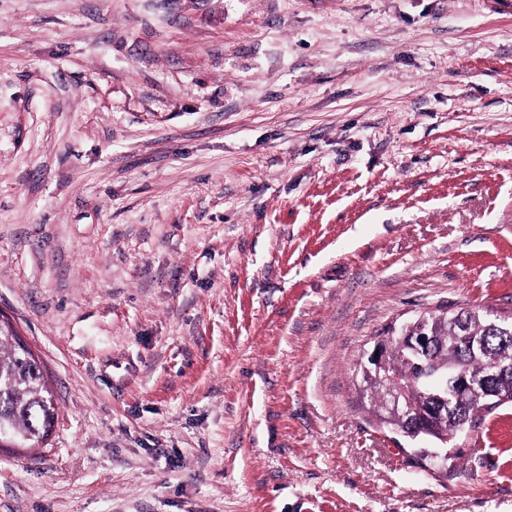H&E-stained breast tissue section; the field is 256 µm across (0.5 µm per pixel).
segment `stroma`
Segmentation results:
<instances>
[{"instance_id":"1","label":"stroma","mask_w":512,"mask_h":512,"mask_svg":"<svg viewBox=\"0 0 512 512\" xmlns=\"http://www.w3.org/2000/svg\"><path fill=\"white\" fill-rule=\"evenodd\" d=\"M512 315L490 0H0V316L58 416L0 512H512V407L420 467L355 386Z\"/></svg>"}]
</instances>
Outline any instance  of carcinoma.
Listing matches in <instances>:
<instances>
[{
    "mask_svg": "<svg viewBox=\"0 0 512 512\" xmlns=\"http://www.w3.org/2000/svg\"><path fill=\"white\" fill-rule=\"evenodd\" d=\"M406 335L428 337L429 347L417 349L397 333L383 348L380 371L368 373L360 363L355 368L370 413L393 433L408 425L407 416L427 410L425 379L463 373L479 383L492 364L512 366V324L494 322L481 309L422 312L410 322ZM496 389V402L485 400L479 388L457 391L433 417L431 440L452 443L459 438L460 417L478 426L482 416L512 404V371L496 382ZM56 417L40 363L13 326L0 322V445L34 447L47 438Z\"/></svg>",
    "mask_w": 512,
    "mask_h": 512,
    "instance_id": "carcinoma-1",
    "label": "carcinoma"
}]
</instances>
